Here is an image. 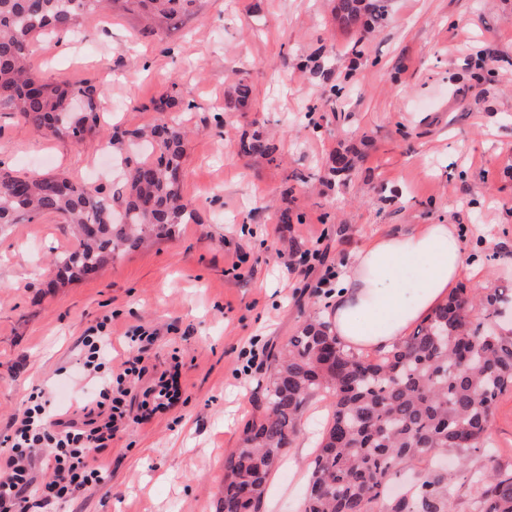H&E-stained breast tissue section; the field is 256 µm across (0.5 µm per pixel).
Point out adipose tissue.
<instances>
[{
    "instance_id": "obj_1",
    "label": "adipose tissue",
    "mask_w": 512,
    "mask_h": 512,
    "mask_svg": "<svg viewBox=\"0 0 512 512\" xmlns=\"http://www.w3.org/2000/svg\"><path fill=\"white\" fill-rule=\"evenodd\" d=\"M475 270L456 225L379 235L344 267L326 319L346 349L386 353Z\"/></svg>"
}]
</instances>
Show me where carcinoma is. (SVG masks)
Listing matches in <instances>:
<instances>
[{
  "mask_svg": "<svg viewBox=\"0 0 512 512\" xmlns=\"http://www.w3.org/2000/svg\"><path fill=\"white\" fill-rule=\"evenodd\" d=\"M115 0H0V112L19 116L37 134L82 141L100 129L104 89L90 80L52 82L34 75L32 41L45 32H75L88 13ZM197 0H125L152 22L174 23ZM345 27L380 24L388 0H336ZM239 110L251 107V88L229 93ZM154 155L127 164L121 186L107 198L64 175L0 170V226L52 215L73 225L77 246L53 263L60 281L86 277L124 253L170 237L195 217L181 191L187 132L163 122L142 133ZM276 147L256 131L240 153L276 161ZM353 160L338 152L324 169L332 182ZM500 288H459L385 354L345 350L314 315L274 357L270 380L255 397L258 415L224 464L217 512L263 507L270 476L298 431L303 409L318 394L333 398L332 415L313 461L303 512H454L455 498L433 450L452 448L462 467L474 456L490 462L470 473L474 512H512V471L491 464L485 448L494 401L512 389V330L494 333ZM423 469V480L398 501L389 495L394 470Z\"/></svg>",
  "mask_w": 512,
  "mask_h": 512,
  "instance_id": "obj_1",
  "label": "carcinoma"
}]
</instances>
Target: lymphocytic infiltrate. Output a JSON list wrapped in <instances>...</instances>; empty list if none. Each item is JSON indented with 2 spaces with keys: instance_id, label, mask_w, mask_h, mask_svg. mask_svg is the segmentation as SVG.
Listing matches in <instances>:
<instances>
[{
  "instance_id": "f902f5d3",
  "label": "lymphocytic infiltrate",
  "mask_w": 512,
  "mask_h": 512,
  "mask_svg": "<svg viewBox=\"0 0 512 512\" xmlns=\"http://www.w3.org/2000/svg\"><path fill=\"white\" fill-rule=\"evenodd\" d=\"M134 354L120 366L112 364V336L106 324L89 329L82 340V372L93 381L77 417L64 419L54 413L42 389L28 396V406L9 434L0 436V512H51L79 489H90L103 479L96 459L129 418L146 422L173 407L181 397L178 373H161L151 385L144 356L157 336L144 328L130 332ZM138 402H131V394ZM47 451L46 466L52 476L37 482V454Z\"/></svg>"
}]
</instances>
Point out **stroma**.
Instances as JSON below:
<instances>
[{
  "instance_id": "35a3bbf8",
  "label": "stroma",
  "mask_w": 512,
  "mask_h": 512,
  "mask_svg": "<svg viewBox=\"0 0 512 512\" xmlns=\"http://www.w3.org/2000/svg\"><path fill=\"white\" fill-rule=\"evenodd\" d=\"M333 6L198 0L179 26L148 29L116 0L84 20L82 38H36V76L105 88L114 113L104 134L164 120L154 105L168 95L193 132L182 193L196 218L174 237L54 288L51 260L76 244L68 226L43 216L0 230V435L33 388L62 412L89 389L81 339L103 317L113 364L128 355L126 331L142 326L159 334L148 365L180 373L181 401L129 422L101 457L103 481L54 512H216L224 459L268 381L264 366L235 379L242 350L256 340L278 352L325 310V271L378 234L461 225L488 287H512V0H390L372 31L340 27ZM318 49L336 66L335 89L298 67ZM240 77L253 90L248 112L224 97ZM256 131L276 145V163L240 154V137ZM100 144L48 139L0 112V167L19 174H62L111 195ZM346 148L355 165L328 185L324 166ZM284 210L292 223H279ZM313 247L325 258L310 268L300 255ZM330 413L326 396L308 401L267 488L269 512H301ZM488 439L512 470V391L494 404Z\"/></svg>"
}]
</instances>
